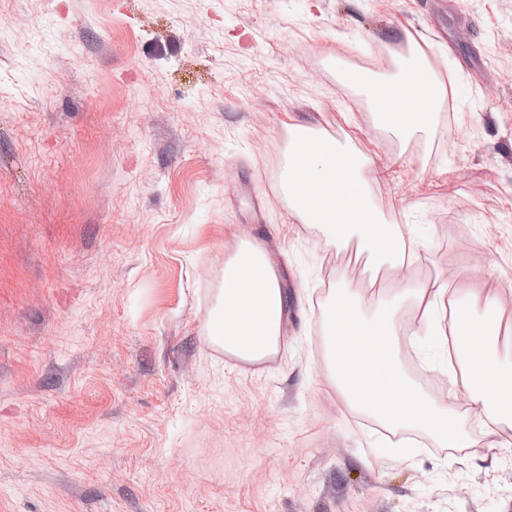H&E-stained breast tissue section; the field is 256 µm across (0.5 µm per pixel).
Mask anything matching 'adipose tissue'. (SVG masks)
I'll list each match as a JSON object with an SVG mask.
<instances>
[{"label": "adipose tissue", "instance_id": "1", "mask_svg": "<svg viewBox=\"0 0 512 512\" xmlns=\"http://www.w3.org/2000/svg\"><path fill=\"white\" fill-rule=\"evenodd\" d=\"M371 106L376 124L403 141L428 135L432 116L448 96L422 48L399 57L397 70L373 76L341 70ZM378 177L373 160L349 145L315 133L308 125L289 127L288 156L280 187L299 221L317 226L329 244L344 251L356 246L367 263L397 278L391 297L366 293L342 280L322 312L327 338L326 381L338 406L369 415L387 428L417 430L442 448H468V415L479 418L487 455L503 448L499 426L512 419V361L498 348L495 289L485 274L468 266L466 277L417 281L411 271L421 243L405 225H393L385 239L375 237L369 219L376 211L369 186ZM289 301L262 242L241 241L224 265V280L212 309L207 338L240 361L275 360L283 343ZM410 309L412 320L399 314ZM481 312L473 321V312ZM430 328L439 347L455 356L448 377L467 395L465 407L439 404L423 394L401 366L403 342H416Z\"/></svg>", "mask_w": 512, "mask_h": 512}]
</instances>
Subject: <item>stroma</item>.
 I'll return each instance as SVG.
<instances>
[{
    "label": "stroma",
    "mask_w": 512,
    "mask_h": 512,
    "mask_svg": "<svg viewBox=\"0 0 512 512\" xmlns=\"http://www.w3.org/2000/svg\"><path fill=\"white\" fill-rule=\"evenodd\" d=\"M401 30L455 88L405 145L334 58L393 71ZM295 119L373 157L417 278L512 282V0H0V512H512V446L394 455L324 391L322 308L369 282L276 187ZM246 236L293 305L266 365L206 338Z\"/></svg>",
    "instance_id": "stroma-1"
}]
</instances>
